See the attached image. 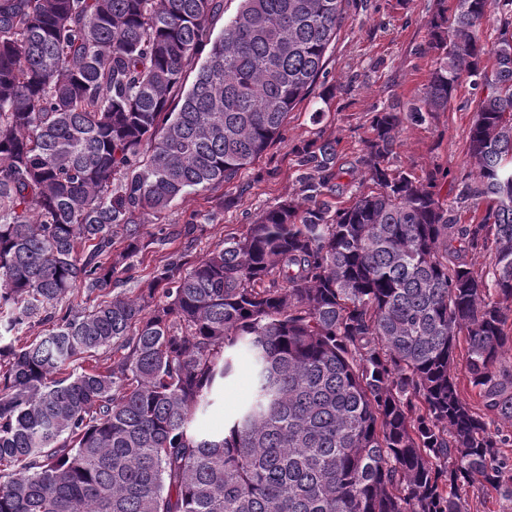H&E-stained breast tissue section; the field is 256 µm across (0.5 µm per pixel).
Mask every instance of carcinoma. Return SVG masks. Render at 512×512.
Wrapping results in <instances>:
<instances>
[{"label": "carcinoma", "instance_id": "cac0c4a2", "mask_svg": "<svg viewBox=\"0 0 512 512\" xmlns=\"http://www.w3.org/2000/svg\"><path fill=\"white\" fill-rule=\"evenodd\" d=\"M346 0H0V512H466L475 476L512 499V0H439L419 97L382 107L367 189L336 142L305 151L301 200L264 211L188 272L112 290L144 215L259 159L324 77ZM499 14V33L483 25ZM479 93L459 200L447 174L387 166L403 122ZM126 246L112 252L115 238ZM491 249L478 272L470 252ZM81 290L88 308L60 307ZM249 352L254 395L194 428ZM105 351L100 355L99 351ZM466 350L465 345L461 343V345L456 350L457 355V361H458V369H457V375H458V384L460 391L462 393V396H464L474 407L475 411L482 413V407L479 403V400L477 396L475 395V392L472 390L468 377L466 375L465 369H464V363H465V357H466Z\"/></svg>", "mask_w": 512, "mask_h": 512}]
</instances>
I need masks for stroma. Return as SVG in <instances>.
Returning <instances> with one entry per match:
<instances>
[{
  "mask_svg": "<svg viewBox=\"0 0 512 512\" xmlns=\"http://www.w3.org/2000/svg\"><path fill=\"white\" fill-rule=\"evenodd\" d=\"M436 4L437 0H346V18L326 54V77L289 113L281 137L259 161L223 186L176 200L162 217L146 216L143 236L161 225L170 240L138 252L121 290L137 293L153 272L172 262L180 270H190L221 247L225 235L241 233L260 213L286 199L300 198L297 159L313 143L337 141V164L345 174L334 180L327 199L348 204L358 190L352 173L360 168L375 113L390 102L413 101L429 79L432 55L427 50L426 22ZM475 109L473 90L462 85L447 111L403 124L392 160L394 167L419 177L436 168L446 170L448 182L441 196L462 224L471 223L475 215L472 203L457 199ZM238 359L235 376L225 382L217 406L196 419V429L223 431L225 420L250 399L247 353H239Z\"/></svg>",
  "mask_w": 512,
  "mask_h": 512,
  "instance_id": "stroma-1",
  "label": "stroma"
}]
</instances>
